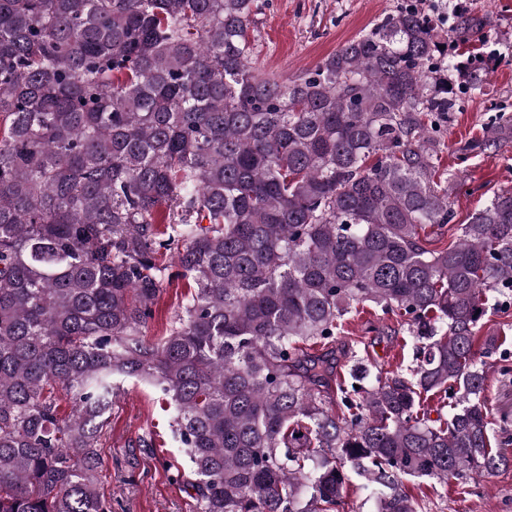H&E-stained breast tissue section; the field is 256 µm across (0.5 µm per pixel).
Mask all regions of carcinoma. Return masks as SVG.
Instances as JSON below:
<instances>
[{
    "instance_id": "cac0c4a2",
    "label": "carcinoma",
    "mask_w": 512,
    "mask_h": 512,
    "mask_svg": "<svg viewBox=\"0 0 512 512\" xmlns=\"http://www.w3.org/2000/svg\"><path fill=\"white\" fill-rule=\"evenodd\" d=\"M261 11L0 0V512H112L98 448L126 379L172 409L200 512H339L355 476L375 512H418L404 478L512 466L482 361L506 339L479 335L512 301V190L457 240L421 236L453 219L440 129L472 67L407 7L282 81L253 67ZM485 27L459 13L451 35ZM178 278L193 291L150 343ZM366 303L415 363L354 360L334 412V358L305 344ZM188 281L175 279L172 284L161 294L154 315L142 328L144 336L149 340H157L164 336L167 327L173 321L174 315L179 310L184 297L190 292Z\"/></svg>"
}]
</instances>
